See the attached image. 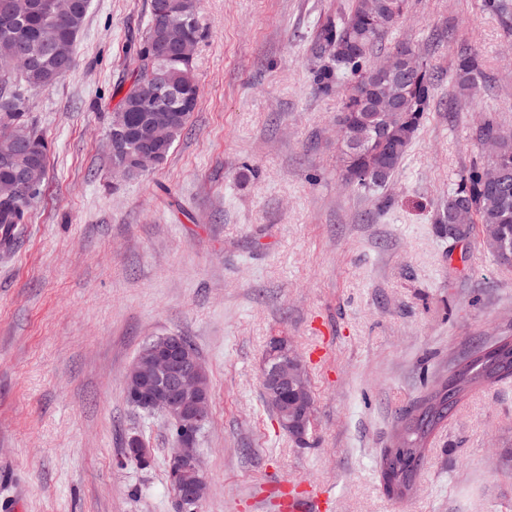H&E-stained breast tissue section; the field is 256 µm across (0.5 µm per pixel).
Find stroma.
<instances>
[{"label": "stroma", "instance_id": "35a3bbf8", "mask_svg": "<svg viewBox=\"0 0 512 512\" xmlns=\"http://www.w3.org/2000/svg\"><path fill=\"white\" fill-rule=\"evenodd\" d=\"M408 0L375 50L399 41L434 100L397 174L346 185L337 93L318 91L317 29L352 0H198L200 100L167 159L115 172L108 135L136 73L151 0H90L60 83L25 96L47 176L0 250V512H174L167 420L126 397L127 370L164 335L209 376L199 512H282L289 485L330 512H512V381L477 388L440 426L414 493L388 497L378 462L400 415L455 357L512 336V265L480 229L439 215L485 117L512 131V0ZM483 73L460 90L455 58ZM306 367V442L280 429L261 371L272 338ZM140 435L152 462L125 461Z\"/></svg>", "mask_w": 512, "mask_h": 512}]
</instances>
